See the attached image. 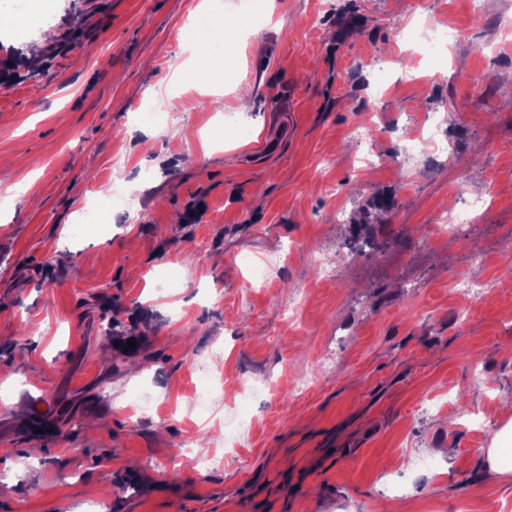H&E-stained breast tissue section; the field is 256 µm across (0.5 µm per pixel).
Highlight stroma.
I'll use <instances>...</instances> for the list:
<instances>
[{
    "instance_id": "1",
    "label": "stroma",
    "mask_w": 512,
    "mask_h": 512,
    "mask_svg": "<svg viewBox=\"0 0 512 512\" xmlns=\"http://www.w3.org/2000/svg\"><path fill=\"white\" fill-rule=\"evenodd\" d=\"M200 2L54 0L31 72L0 27V512H512L478 454L512 420V0H266L255 25L221 0L234 49L203 77L180 48ZM429 20L458 37L418 61L398 34ZM143 112L177 118L150 138ZM430 114L436 161L399 169ZM118 169L142 223L74 236Z\"/></svg>"
}]
</instances>
